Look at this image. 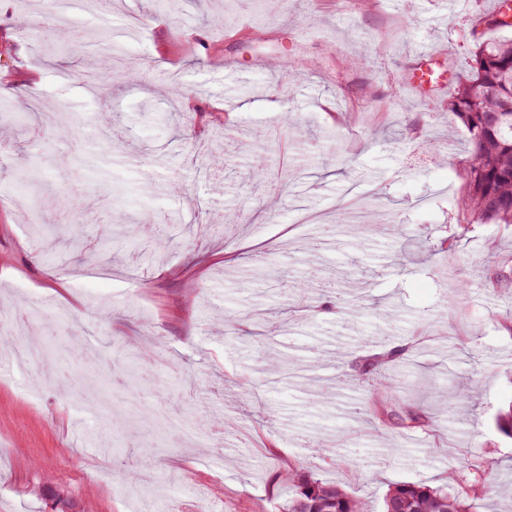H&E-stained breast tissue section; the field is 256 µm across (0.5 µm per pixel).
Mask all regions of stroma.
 I'll list each match as a JSON object with an SVG mask.
<instances>
[{"mask_svg": "<svg viewBox=\"0 0 512 512\" xmlns=\"http://www.w3.org/2000/svg\"><path fill=\"white\" fill-rule=\"evenodd\" d=\"M492 6L177 0L170 12L160 0H112L100 17L61 0L36 25L38 0H0V308L36 303L46 315L14 322L8 338L48 348L57 330L109 362L93 377L57 361L32 398L25 372L0 379V512H255L259 500L285 502L303 474L344 480L364 512H380L396 483L438 487L469 464L485 466L489 481L512 477V439L495 424L512 408V335L496 324L512 311V286L484 285L488 243L512 270V224L461 231L465 130L451 125L447 101H417L398 81L424 49L462 76L469 29ZM223 13L230 28L215 22ZM73 28L91 41L108 30L126 49L119 68L138 74L89 95L83 47L41 52L51 30ZM359 55L369 65H356ZM174 79L188 100L170 98ZM62 110L122 133L116 149L90 135L83 166L81 247L99 253L104 279L76 278L65 240L49 261L30 212L9 203L70 195L45 166L65 149L49 121ZM286 112L295 128L283 125ZM257 138L281 189L271 219L261 208L271 185L251 176ZM220 150L229 166L219 182L203 171ZM20 167L31 182L17 181ZM161 174L183 175L182 196L153 193ZM372 203L389 221L356 237ZM116 207L137 221L117 245L108 239ZM172 209L182 226L158 264L140 263ZM257 260L265 276L243 284ZM311 273L313 289L300 294ZM460 282L470 293L456 292ZM245 310L260 331L243 323L221 335L222 315ZM261 343L307 361L312 381L266 383ZM131 346L153 351L152 388L127 385L121 352ZM404 347L408 356L368 375L337 358ZM182 379L187 405L214 434L175 447L149 408ZM468 381L476 398L441 400ZM411 403L429 426L375 416Z\"/></svg>", "mask_w": 512, "mask_h": 512, "instance_id": "35a3bbf8", "label": "stroma"}]
</instances>
